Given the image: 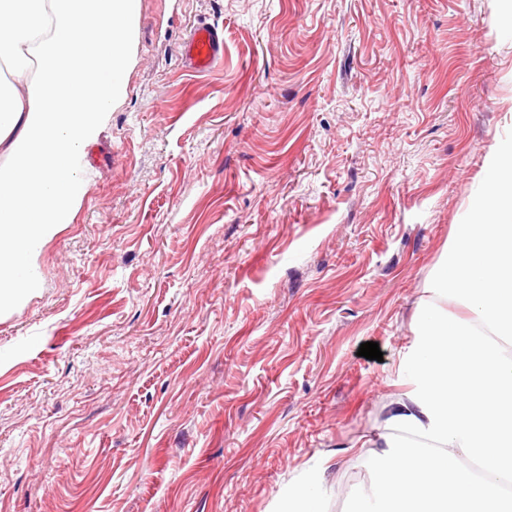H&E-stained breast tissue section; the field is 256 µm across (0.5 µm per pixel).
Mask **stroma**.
<instances>
[{
	"label": "stroma",
	"mask_w": 512,
	"mask_h": 512,
	"mask_svg": "<svg viewBox=\"0 0 512 512\" xmlns=\"http://www.w3.org/2000/svg\"><path fill=\"white\" fill-rule=\"evenodd\" d=\"M511 7L140 0L74 221L0 311V512H280L305 482L352 512L512 138ZM202 17L224 63L195 75ZM184 66L194 73H207L224 63V28L215 21L199 20L180 45Z\"/></svg>",
	"instance_id": "1"
}]
</instances>
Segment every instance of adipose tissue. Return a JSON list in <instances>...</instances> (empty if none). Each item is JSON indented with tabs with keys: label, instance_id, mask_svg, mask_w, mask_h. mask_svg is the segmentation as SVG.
Segmentation results:
<instances>
[{
	"label": "adipose tissue",
	"instance_id": "obj_1",
	"mask_svg": "<svg viewBox=\"0 0 512 512\" xmlns=\"http://www.w3.org/2000/svg\"><path fill=\"white\" fill-rule=\"evenodd\" d=\"M139 0H0V63L19 80L0 99V307L38 287L32 253L84 195L85 147L126 88ZM457 225L429 285L469 315L427 305L403 369L409 391L369 458L355 512H512V140Z\"/></svg>",
	"mask_w": 512,
	"mask_h": 512
}]
</instances>
